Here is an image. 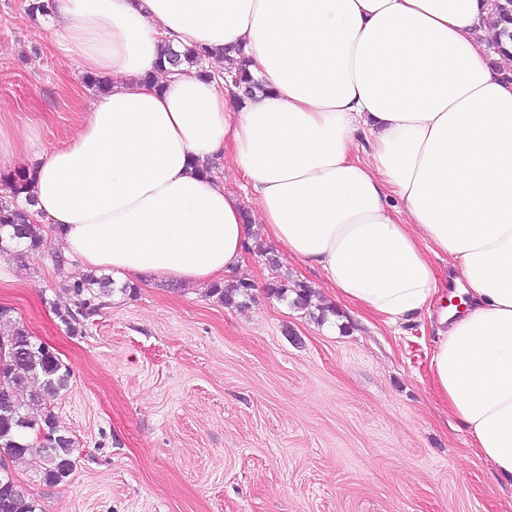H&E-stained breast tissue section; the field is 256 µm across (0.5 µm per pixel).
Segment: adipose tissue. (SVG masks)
<instances>
[{"label":"adipose tissue","mask_w":512,"mask_h":512,"mask_svg":"<svg viewBox=\"0 0 512 512\" xmlns=\"http://www.w3.org/2000/svg\"><path fill=\"white\" fill-rule=\"evenodd\" d=\"M489 0H56L59 50L109 79L27 178L36 220L82 267L206 284L254 229L384 323L429 315L444 255L469 298L441 311L432 387L512 479V82ZM241 46L265 93L159 72ZM370 137L361 153L359 134ZM223 156L251 189L245 222ZM210 57L209 51L201 46H183L181 50H169L165 59H160L158 69L183 72L184 68H194L206 79H215V73L203 66Z\"/></svg>","instance_id":"ef3b65f1"}]
</instances>
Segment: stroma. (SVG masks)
I'll use <instances>...</instances> for the list:
<instances>
[{
  "instance_id": "obj_1",
  "label": "stroma",
  "mask_w": 512,
  "mask_h": 512,
  "mask_svg": "<svg viewBox=\"0 0 512 512\" xmlns=\"http://www.w3.org/2000/svg\"><path fill=\"white\" fill-rule=\"evenodd\" d=\"M0 0V125L10 174L71 138L94 94L55 44L56 15ZM43 246L0 257V306L73 372L53 402L76 446L66 483L14 467L43 512H512V484L476 457L429 381L436 320L394 325L336 302L317 272L250 247L255 290L227 307L204 285L139 278L70 334L54 305L80 268ZM306 283L318 322L268 296Z\"/></svg>"
}]
</instances>
